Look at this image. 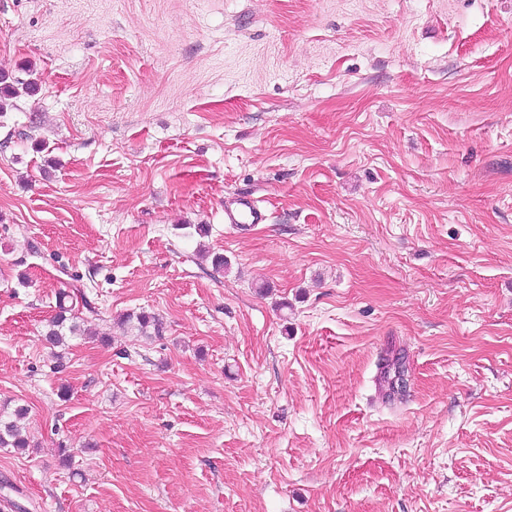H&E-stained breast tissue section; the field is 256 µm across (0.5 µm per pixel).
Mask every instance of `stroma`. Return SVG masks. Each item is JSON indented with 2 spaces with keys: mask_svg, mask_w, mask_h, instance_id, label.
Returning <instances> with one entry per match:
<instances>
[{
  "mask_svg": "<svg viewBox=\"0 0 512 512\" xmlns=\"http://www.w3.org/2000/svg\"><path fill=\"white\" fill-rule=\"evenodd\" d=\"M0 72V512H512V0H0ZM235 206H224V221L228 224H262L267 216L248 196H243L233 203ZM15 423L12 418L0 419L1 448H26L27 442L21 437Z\"/></svg>",
  "mask_w": 512,
  "mask_h": 512,
  "instance_id": "35a3bbf8",
  "label": "stroma"
}]
</instances>
